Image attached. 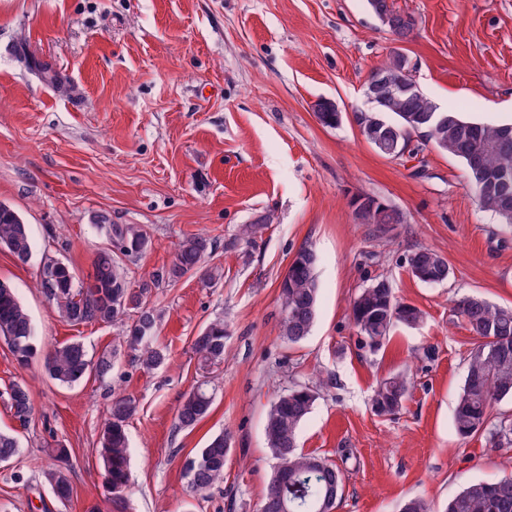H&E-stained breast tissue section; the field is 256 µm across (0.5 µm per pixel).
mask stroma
Listing matches in <instances>:
<instances>
[{"mask_svg":"<svg viewBox=\"0 0 512 512\" xmlns=\"http://www.w3.org/2000/svg\"><path fill=\"white\" fill-rule=\"evenodd\" d=\"M416 22L394 41L366 0H0V203L29 225L33 253L19 264L0 247V280L26 308L38 346L78 341L90 355L115 351L112 371L64 387L41 359L20 366L0 339V430L18 458L0 464V512H116L98 456L114 390L138 405L129 421L133 493L127 512H258L274 461L265 437L277 392L328 383L298 435L303 452L344 473L334 512H400L412 497L443 512L464 487L512 471V449L461 438L454 410L474 340L453 313L477 294L512 305V232L478 209L462 161L426 147L416 157L379 154L351 120L326 127L316 100L368 110L373 69L402 49L421 89L469 120L512 121V0H394ZM371 196L403 215L378 233L350 201ZM137 224L152 245L129 264L131 280L168 267L186 236L208 235L202 274L161 284L152 304L167 363L144 369L120 346L118 324L73 325L38 288L45 255L76 280L108 242L96 222ZM262 222L256 242L235 239ZM444 255L448 280L428 284L404 266L415 246ZM318 256V317L310 336L282 338L279 285L301 247ZM387 277L419 308L380 350L362 347L353 297ZM223 319V364L211 369L214 401L194 428L177 411L202 372L192 343ZM408 372L402 410L376 415L383 377ZM30 387L20 427L1 394ZM230 438L224 481L191 490L184 461L218 434ZM65 445L73 488L58 503L34 485Z\"/></svg>","mask_w":512,"mask_h":512,"instance_id":"obj_1","label":"stroma"}]
</instances>
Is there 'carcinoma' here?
I'll return each mask as SVG.
<instances>
[{"instance_id":"obj_1","label":"carcinoma","mask_w":512,"mask_h":512,"mask_svg":"<svg viewBox=\"0 0 512 512\" xmlns=\"http://www.w3.org/2000/svg\"><path fill=\"white\" fill-rule=\"evenodd\" d=\"M369 9L396 40L407 42L415 31L410 15L396 10L392 0H367ZM408 62L402 56L389 57L379 66L381 74L369 75L367 89L375 98L369 111L355 113V122L364 138L383 156L399 158L412 135L425 131L427 144L462 160L468 169L478 208L490 212L512 229V124L464 119L460 113L440 108L429 96L399 95L394 85L404 78ZM355 217L363 224H399V214L372 197H356L351 202ZM109 247L100 250L87 280L75 281L70 267L46 258L40 273V287L61 316L72 325L86 323H127L126 343L140 365L152 370L162 366L167 354L158 344L159 315L150 307L154 290L163 279L177 282L200 270L214 251L204 235L183 239L172 263L164 271L136 283L128 276L124 262L141 257L151 247V237L135 224H108L101 220ZM0 247L25 264L32 256V239L27 224L10 207L0 204ZM408 271L425 283H442L450 274L445 257L435 250L419 247L405 257ZM317 256L309 248L300 249L280 283L281 326L290 344L304 341L317 317L319 285L315 269ZM453 311L469 328L475 344L467 360V375L454 413L458 435L467 439L486 437L494 450L512 447V415L497 412L496 406L512 399V307L501 306L479 295L455 300ZM351 318L365 346L376 351L389 340L399 324L415 326L423 312L399 300L391 281L378 277L361 289L351 304ZM0 338L4 339L20 365L37 355L31 319L21 305L16 290L0 281ZM224 320L209 323L194 339L192 349L202 368L224 361ZM113 354L98 358L89 355L78 341L48 349L43 356L47 375L61 386H73L95 375L103 378L112 370ZM326 386L296 384L279 392L266 416L265 436L277 470L288 472L280 483L271 476L260 512H331L343 492V471L333 462L297 449L300 425L306 420ZM411 381L397 373L383 378L371 397L372 410L393 416L403 407ZM13 417L25 427L32 415L29 388L21 383L6 390ZM213 404L208 382L193 387L178 410L177 427L189 429L203 420ZM137 411L136 400L118 394L113 397L101 436L99 457L112 503L119 509L126 503L131 486L128 469L127 423ZM229 452L228 439L220 434L184 464L194 491L203 493L224 477ZM17 438L0 432V462L19 456ZM60 504L70 500L72 488L61 467L41 472ZM445 512H512V475L491 481L474 482L448 501Z\"/></svg>"}]
</instances>
